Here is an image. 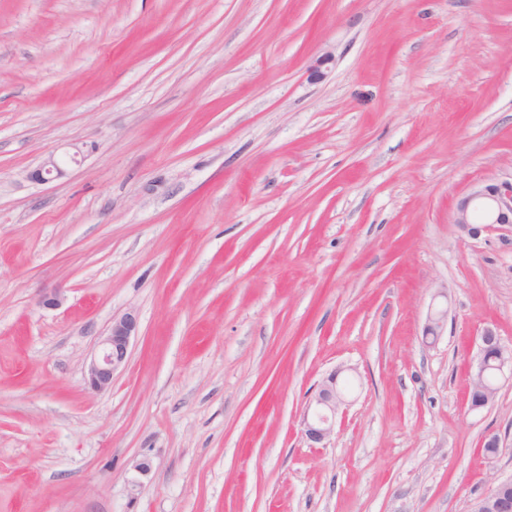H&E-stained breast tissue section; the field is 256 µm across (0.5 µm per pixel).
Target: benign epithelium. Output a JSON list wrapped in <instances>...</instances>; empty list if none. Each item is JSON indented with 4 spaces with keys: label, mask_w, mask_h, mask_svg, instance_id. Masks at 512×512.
Instances as JSON below:
<instances>
[{
    "label": "benign epithelium",
    "mask_w": 512,
    "mask_h": 512,
    "mask_svg": "<svg viewBox=\"0 0 512 512\" xmlns=\"http://www.w3.org/2000/svg\"><path fill=\"white\" fill-rule=\"evenodd\" d=\"M64 175L62 162L51 156L31 177L48 182ZM454 223L469 231L476 230L478 224L512 226V180L472 184L456 201ZM137 329L138 317L133 312L112 320L98 341L99 351L89 365L88 383L92 390L100 392L112 386L114 375L127 363L131 339ZM507 366L512 368V347H505L492 329H485L480 336V358L471 377V384L481 393V398L479 403L470 404V409L479 410L493 401L498 385L488 381L487 373L492 368L500 374ZM338 376L334 372L322 380L302 414L304 435L315 444L333 433L336 415L347 405ZM472 512H512V486L506 480H494L490 492L475 502Z\"/></svg>",
    "instance_id": "obj_1"
}]
</instances>
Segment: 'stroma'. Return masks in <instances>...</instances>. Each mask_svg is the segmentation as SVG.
<instances>
[{
  "label": "stroma",
  "instance_id": "obj_1",
  "mask_svg": "<svg viewBox=\"0 0 512 512\" xmlns=\"http://www.w3.org/2000/svg\"><path fill=\"white\" fill-rule=\"evenodd\" d=\"M511 178L512 0H0V512H471L512 479V376L469 408L512 227L453 204ZM137 329L138 317L134 312L112 320V325L98 341L99 351L89 365L88 383L93 391L111 387L114 375L127 363L131 339ZM340 372L335 371L322 380L302 414L304 435L312 443L320 444L333 433L336 415L348 404L338 382Z\"/></svg>",
  "mask_w": 512,
  "mask_h": 512
}]
</instances>
